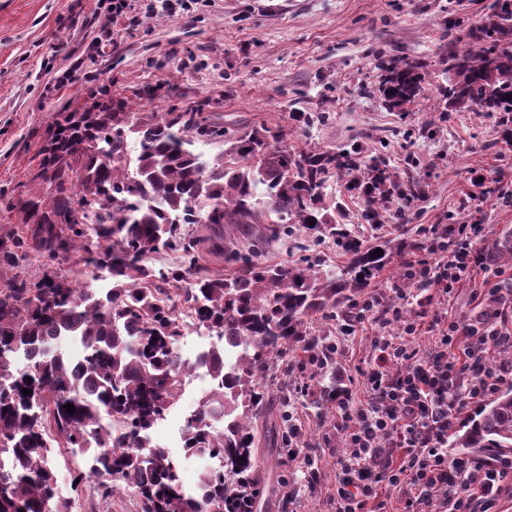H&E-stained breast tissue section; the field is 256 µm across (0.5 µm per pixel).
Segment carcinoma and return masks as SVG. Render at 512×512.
<instances>
[{"mask_svg":"<svg viewBox=\"0 0 512 512\" xmlns=\"http://www.w3.org/2000/svg\"><path fill=\"white\" fill-rule=\"evenodd\" d=\"M446 63L445 111L496 114L512 140V0H493L475 26L454 25ZM382 70L385 108L401 112L425 98L418 64L398 59ZM127 116L59 113L31 178L36 191L0 240V270L12 273L0 285V512H71L57 495L55 442L82 452L73 462L78 495L88 488L107 504L121 480L140 512H254L255 448L274 434L262 381L307 341L310 317L336 319L337 303L386 265V255L336 233L343 208L330 183L359 201L368 224L384 223L393 195L420 193L359 145L295 151L279 129L230 134L198 109ZM198 143L224 151L209 165ZM226 224H298L317 241L337 240L351 258L330 277L306 258L268 265L242 253L233 272L212 271L199 246L224 254ZM161 251L177 253L178 263L155 266ZM75 257L82 267L63 270ZM505 257L512 260V239L488 260ZM184 311L224 338L206 358L213 388L184 428L186 456L219 461L195 494L183 489L181 461L150 435L188 373L177 350ZM70 338L83 348L78 359L64 350ZM449 447L511 459L512 388L482 403Z\"/></svg>","mask_w":512,"mask_h":512,"instance_id":"1","label":"carcinoma"}]
</instances>
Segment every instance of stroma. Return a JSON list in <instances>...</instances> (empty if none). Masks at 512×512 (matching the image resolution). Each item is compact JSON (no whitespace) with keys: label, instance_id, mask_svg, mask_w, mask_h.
I'll list each match as a JSON object with an SVG mask.
<instances>
[{"label":"stroma","instance_id":"1","mask_svg":"<svg viewBox=\"0 0 512 512\" xmlns=\"http://www.w3.org/2000/svg\"><path fill=\"white\" fill-rule=\"evenodd\" d=\"M150 0H136L127 17L104 32L111 0H0V197H26L29 174L61 112H81L94 101L126 98L136 111L158 116L200 105L225 128L272 127L295 150L336 149L358 144L383 150L403 182L424 193L394 201L390 223L373 230L359 218L358 200H348L344 219L363 248L385 249L389 260L370 286L409 287L404 254L426 255L420 224L486 227L483 248L512 234V143L503 141L495 117L485 112H445L441 95L444 34L451 21L476 24L491 0H192L180 14L155 15ZM107 48H100L101 40ZM399 57L422 65L426 97L403 112L387 110L372 93L380 67ZM73 84L56 88L64 71ZM298 112H321L310 127ZM490 197L478 198L474 176ZM258 225L225 233L240 246L262 242ZM303 228L262 242V260L290 265L302 256L321 273L345 265L348 254L333 239L310 253ZM348 303L336 318H313L312 338L336 339L342 353L329 377L342 383L369 356L374 328L344 334ZM297 379L280 363L265 382L271 416L290 410L302 438L323 449L320 478L307 488L301 460L260 445L262 482L255 512H327L335 483L333 450L342 448L328 406L313 400L287 404ZM211 382L191 380L154 429L156 444L182 457L181 479L195 487L204 466L184 459L182 428L209 395ZM298 490L285 504L287 489Z\"/></svg>","mask_w":512,"mask_h":512}]
</instances>
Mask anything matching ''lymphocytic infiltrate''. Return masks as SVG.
<instances>
[{
    "label": "lymphocytic infiltrate",
    "instance_id": "f902f5d3",
    "mask_svg": "<svg viewBox=\"0 0 512 512\" xmlns=\"http://www.w3.org/2000/svg\"><path fill=\"white\" fill-rule=\"evenodd\" d=\"M484 231L481 224L425 228L437 260L404 256L412 292L397 290L389 305L373 291L352 302L354 323L397 322L402 332L377 340L372 357L331 394L333 427L345 440L331 512H387L386 488L403 512L419 505L428 512H488L502 494L512 460L475 465L448 453V434L469 404L512 382V360H486L489 350L512 349V275L488 291V318L452 321L443 308L458 284L488 271ZM424 330L435 333L433 347L411 346ZM476 470L481 480H473Z\"/></svg>",
    "mask_w": 512,
    "mask_h": 512
}]
</instances>
